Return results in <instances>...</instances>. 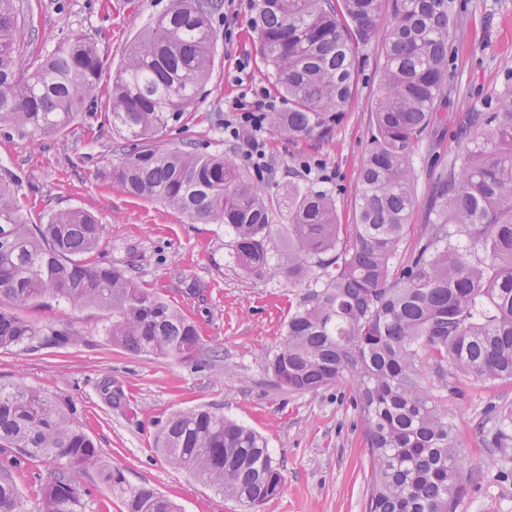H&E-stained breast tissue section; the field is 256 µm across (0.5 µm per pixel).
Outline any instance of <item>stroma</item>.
Segmentation results:
<instances>
[{"mask_svg":"<svg viewBox=\"0 0 512 512\" xmlns=\"http://www.w3.org/2000/svg\"><path fill=\"white\" fill-rule=\"evenodd\" d=\"M170 0H16L21 21L33 23L34 40L24 54L34 57L55 41L79 34L94 41L103 60L101 90L112 86L137 36ZM255 0L224 5L212 20L217 44L209 79L185 124L168 135L175 145L195 144L207 152L240 157L243 143L224 134L226 105L238 93L239 62L249 78L271 86L251 29ZM458 36L448 49V88L412 156L415 205L401 244L410 249L425 223L434 182L457 163L467 145L470 112L496 111L512 100V0H461ZM381 41L356 53L357 92L330 140L291 141L265 129L263 148L277 167L278 183L309 165L327 176L336 192L338 220L355 221L357 177L365 156L379 74ZM97 103L84 123L55 135H0V165L26 176L19 194L30 223H46L57 210L83 208L103 226L89 261H133L143 287L157 290L197 322L205 349L186 364L135 355L105 335L110 312L96 307L67 311L52 299L21 311L44 328L77 335V342L36 351L0 349V381H19L62 404L103 455L105 471L120 473L113 488L104 473L77 471L87 495L83 512H127L129 491L149 487L177 503L182 512H244L205 481L170 466L156 447L162 424L175 411L206 406L264 437L283 475L281 493L259 512H363L370 477L363 425L352 396L339 383L316 394L276 386L265 357L285 332L297 289L279 277H246L224 249V231L197 224L162 203L130 197L105 173L115 163L120 137ZM198 294L188 291L190 285ZM423 377L435 401L452 417L467 456L472 480L456 512H512V452L501 454L490 441L498 419L512 414V382H484L454 374L439 382ZM122 394L120 406L105 403L103 380Z\"/></svg>","mask_w":512,"mask_h":512,"instance_id":"35a3bbf8","label":"stroma"}]
</instances>
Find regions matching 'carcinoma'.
Masks as SVG:
<instances>
[{
  "mask_svg": "<svg viewBox=\"0 0 512 512\" xmlns=\"http://www.w3.org/2000/svg\"><path fill=\"white\" fill-rule=\"evenodd\" d=\"M261 53L288 111L268 125L290 140L329 139L357 87L355 46L376 37L380 0H256ZM220 0H170L121 65L108 100L124 139L110 177L130 195L158 200L198 224L224 226V248L251 277L280 276L300 288L286 333L268 356L273 381L316 393L344 382L359 408L371 475L364 512H455L468 476L448 413L423 381L455 371L512 380V101L474 112L476 135L436 192L428 223L396 264L415 204L417 142L448 86L456 0H392L384 62L356 223L341 224L336 193L293 178L282 188L283 224L268 201L271 179L220 151L171 146L167 131L201 96L217 41ZM14 0H0V132L58 134L97 100L102 59L79 36L24 63ZM22 179L0 168V301L26 307L52 297L73 309L112 313L106 335L134 354L189 363L202 353L196 323L144 288L134 266L88 263L103 225L72 208L30 224ZM0 309V348L64 345ZM0 512H82L74 470L102 467L100 450L71 410L21 383L0 382ZM158 448L250 512L282 489L280 465L255 431L208 407L172 414ZM46 461L35 508L14 479ZM127 512H179L151 488L133 491Z\"/></svg>",
  "mask_w": 512,
  "mask_h": 512,
  "instance_id": "1",
  "label": "carcinoma"
}]
</instances>
